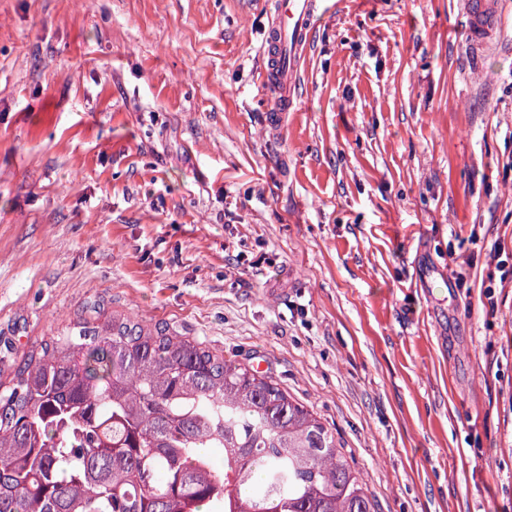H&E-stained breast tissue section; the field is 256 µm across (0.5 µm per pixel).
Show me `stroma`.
Wrapping results in <instances>:
<instances>
[{"mask_svg": "<svg viewBox=\"0 0 512 512\" xmlns=\"http://www.w3.org/2000/svg\"><path fill=\"white\" fill-rule=\"evenodd\" d=\"M458 2L326 11L274 134L271 0H0V383L98 306L263 363L375 512H512V0L484 56Z\"/></svg>", "mask_w": 512, "mask_h": 512, "instance_id": "obj_1", "label": "stroma"}]
</instances>
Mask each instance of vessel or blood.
I'll use <instances>...</instances> for the list:
<instances>
[{
  "mask_svg": "<svg viewBox=\"0 0 512 512\" xmlns=\"http://www.w3.org/2000/svg\"><path fill=\"white\" fill-rule=\"evenodd\" d=\"M328 0H273V11L262 46L261 83L272 96L270 126L278 128L292 111L301 64L310 45L316 19ZM463 26L471 48H492L497 14L488 0H463Z\"/></svg>",
  "mask_w": 512,
  "mask_h": 512,
  "instance_id": "1",
  "label": "vessel or blood"
}]
</instances>
